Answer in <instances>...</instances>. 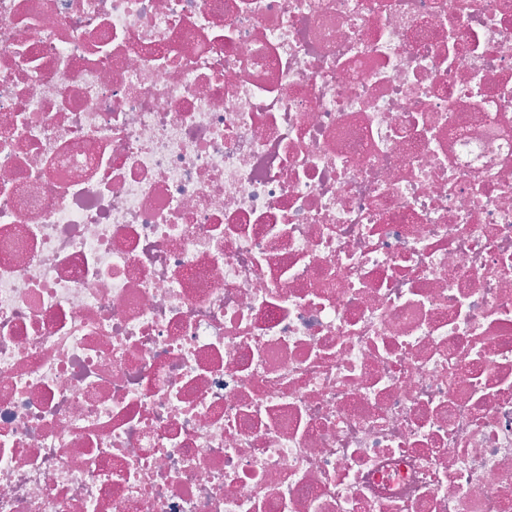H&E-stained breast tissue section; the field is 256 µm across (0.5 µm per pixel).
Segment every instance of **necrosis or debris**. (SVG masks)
I'll return each instance as SVG.
<instances>
[{
  "instance_id": "necrosis-or-debris-1",
  "label": "necrosis or debris",
  "mask_w": 512,
  "mask_h": 512,
  "mask_svg": "<svg viewBox=\"0 0 512 512\" xmlns=\"http://www.w3.org/2000/svg\"><path fill=\"white\" fill-rule=\"evenodd\" d=\"M0 512H512V0H0Z\"/></svg>"
}]
</instances>
